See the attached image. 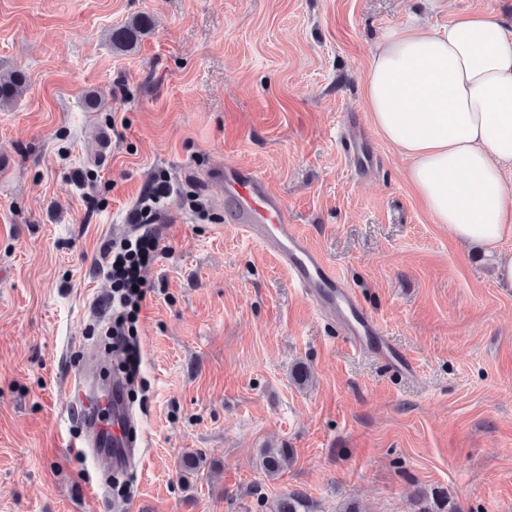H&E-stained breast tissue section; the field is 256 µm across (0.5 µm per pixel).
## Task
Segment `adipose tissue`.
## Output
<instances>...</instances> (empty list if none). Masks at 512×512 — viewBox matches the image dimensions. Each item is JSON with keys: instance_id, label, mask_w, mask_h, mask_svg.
Here are the masks:
<instances>
[{"instance_id": "obj_1", "label": "adipose tissue", "mask_w": 512, "mask_h": 512, "mask_svg": "<svg viewBox=\"0 0 512 512\" xmlns=\"http://www.w3.org/2000/svg\"><path fill=\"white\" fill-rule=\"evenodd\" d=\"M364 102L410 159L406 178L434 221L496 248L512 231V26L471 12L431 32L416 21L391 28Z\"/></svg>"}]
</instances>
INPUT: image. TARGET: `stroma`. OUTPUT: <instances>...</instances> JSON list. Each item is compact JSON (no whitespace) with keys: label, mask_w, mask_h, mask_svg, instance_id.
I'll return each instance as SVG.
<instances>
[{"label":"stroma","mask_w":512,"mask_h":512,"mask_svg":"<svg viewBox=\"0 0 512 512\" xmlns=\"http://www.w3.org/2000/svg\"><path fill=\"white\" fill-rule=\"evenodd\" d=\"M459 12L512 23V0H0V73L27 75L0 107V512H85L112 469L61 440L79 431L69 379L90 355L112 366L92 350L112 314L105 252L158 180L172 192L127 398L143 457L97 512H271L295 491L314 512H414L421 491L512 512V287L496 276L512 235L490 253L435 223L364 104L388 29ZM139 16L136 46L112 50ZM351 114L381 160L360 177L336 141ZM227 163L267 179L414 378L350 347L226 223L204 177ZM282 446L269 476L260 453ZM148 21L145 18L133 19L123 26L111 30L109 42L115 50L128 51L132 49L143 35Z\"/></svg>","instance_id":"stroma-1"}]
</instances>
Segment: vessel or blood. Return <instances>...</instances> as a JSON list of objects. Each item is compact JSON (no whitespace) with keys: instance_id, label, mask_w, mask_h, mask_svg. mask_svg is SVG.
<instances>
[{"instance_id":"1","label":"vessel or blood","mask_w":512,"mask_h":512,"mask_svg":"<svg viewBox=\"0 0 512 512\" xmlns=\"http://www.w3.org/2000/svg\"><path fill=\"white\" fill-rule=\"evenodd\" d=\"M341 148L355 172L377 162L376 156L365 154L357 137H342ZM208 178L221 187L225 221L260 239L296 286L335 319L339 334L353 349L393 365L405 377L415 375L414 362L395 348L358 295L344 287L340 276L297 232L283 199L264 177L251 168L230 164L213 170ZM69 390L75 400L76 418L86 427L82 445L91 449L92 459L108 455L116 466L128 461L141 446L142 436L125 402V380L116 378L99 387L81 370L75 373Z\"/></svg>"}]
</instances>
